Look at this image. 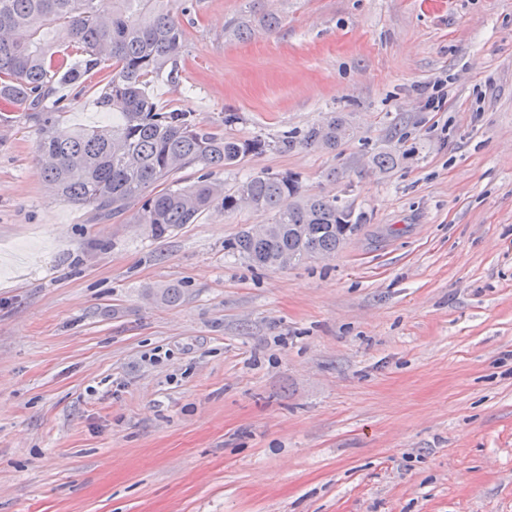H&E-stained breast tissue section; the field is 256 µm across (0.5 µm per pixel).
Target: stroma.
<instances>
[{
    "instance_id": "35a3bbf8",
    "label": "stroma",
    "mask_w": 512,
    "mask_h": 512,
    "mask_svg": "<svg viewBox=\"0 0 512 512\" xmlns=\"http://www.w3.org/2000/svg\"><path fill=\"white\" fill-rule=\"evenodd\" d=\"M242 6L193 0L152 96L266 141L211 181L290 175L361 226L276 269L228 248L247 209L154 237L49 193L0 109V512H512V0H266L244 40ZM56 94L59 130L111 126ZM330 112L350 139L281 149ZM259 2L261 1L245 0V9L249 10L245 11L246 14L232 19L229 22L228 30L231 31L235 37L239 39L247 38L256 26L263 28L267 32H273L280 27V16L273 12L264 11L261 9Z\"/></svg>"
}]
</instances>
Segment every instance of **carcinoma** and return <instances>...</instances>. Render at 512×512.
I'll list each match as a JSON object with an SVG mask.
<instances>
[{"label": "carcinoma", "mask_w": 512, "mask_h": 512, "mask_svg": "<svg viewBox=\"0 0 512 512\" xmlns=\"http://www.w3.org/2000/svg\"><path fill=\"white\" fill-rule=\"evenodd\" d=\"M245 4L248 11L228 24L235 37L256 26L280 27V16L261 9L260 0ZM187 11L184 0H0V103L26 113L35 127L39 176L58 196L103 218L139 205L137 223L154 236L192 224L216 205L226 213H264L266 233L248 227L229 243L232 253L260 268L335 254L358 231L360 217L334 195L303 194L291 176H248L231 192L207 179L155 190L188 166L230 167L266 148L257 138L208 132L191 113L163 111L148 94L150 79L181 52L178 13ZM91 73L99 78L96 105L112 113V126L59 134L58 113L45 100L55 85L79 87ZM351 135L346 118L332 112L302 136L288 134L281 147L332 150ZM401 160L385 148L369 163L383 173Z\"/></svg>", "instance_id": "obj_1"}]
</instances>
